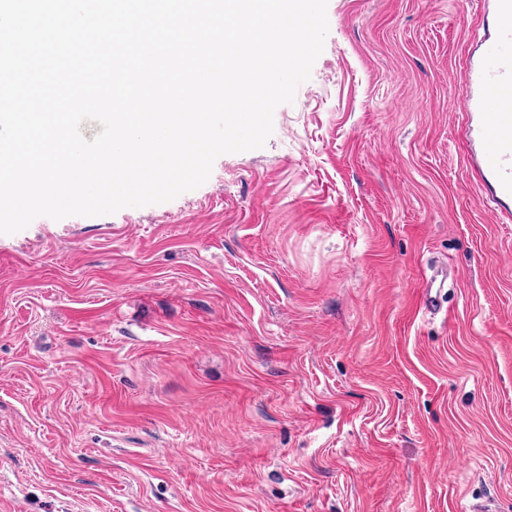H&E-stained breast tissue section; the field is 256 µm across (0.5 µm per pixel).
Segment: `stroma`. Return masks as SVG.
Wrapping results in <instances>:
<instances>
[{"label":"stroma","instance_id":"stroma-1","mask_svg":"<svg viewBox=\"0 0 512 512\" xmlns=\"http://www.w3.org/2000/svg\"><path fill=\"white\" fill-rule=\"evenodd\" d=\"M327 19L263 148L0 234V512H512V222L456 106L478 0ZM440 276L441 278L438 279ZM445 279L446 273L442 271L440 273L435 272L425 279L422 288L421 310L427 313H432V311H435L439 307L436 295L439 288H443ZM437 284L438 287L435 288Z\"/></svg>","mask_w":512,"mask_h":512}]
</instances>
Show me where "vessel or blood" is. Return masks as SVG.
Instances as JSON below:
<instances>
[{
	"label": "vessel or blood",
	"mask_w": 512,
	"mask_h": 512,
	"mask_svg": "<svg viewBox=\"0 0 512 512\" xmlns=\"http://www.w3.org/2000/svg\"><path fill=\"white\" fill-rule=\"evenodd\" d=\"M512 0H494L487 37L460 75L459 110L474 151L468 173L498 204L512 202Z\"/></svg>",
	"instance_id": "obj_1"
}]
</instances>
